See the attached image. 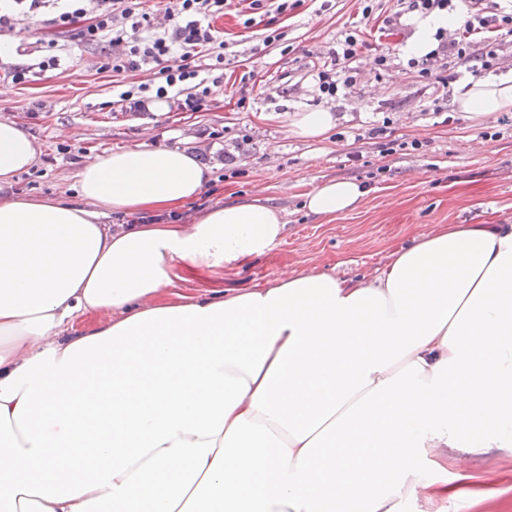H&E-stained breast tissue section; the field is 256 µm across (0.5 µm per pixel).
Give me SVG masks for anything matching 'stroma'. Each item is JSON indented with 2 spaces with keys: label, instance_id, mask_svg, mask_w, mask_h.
<instances>
[{
  "label": "stroma",
  "instance_id": "stroma-1",
  "mask_svg": "<svg viewBox=\"0 0 512 512\" xmlns=\"http://www.w3.org/2000/svg\"><path fill=\"white\" fill-rule=\"evenodd\" d=\"M364 6V0H300L272 22L231 5L213 21L229 46L224 75L199 112L113 107V77L93 66L98 47L58 34L39 17L18 29L22 43L56 36L65 49L59 66L34 72L0 97V120L17 122L39 148L34 166L17 176L15 192L71 200L88 155L138 143L191 151L212 167L213 180L182 208L179 222L218 204L262 198L288 224L284 241L238 267L179 266L177 292L206 299L274 283L289 271L369 279L392 251L438 225L512 222V112L479 128L456 111L452 96L461 83L512 70V35L503 38L490 70L472 72L449 59L457 77L436 91L408 65L413 14L403 17L405 31L390 35L383 20L398 11L397 0H376L368 15ZM272 23L284 37L267 46ZM352 29L361 35L350 63L356 81L336 99L318 98L311 70L331 61L341 33ZM307 108L337 116L325 139L289 135V114ZM381 125L384 135L371 137ZM415 140L420 149H410ZM332 179L358 180L368 193L346 214L306 213L303 194ZM476 469L479 497L450 502L448 512H512V457L489 456Z\"/></svg>",
  "mask_w": 512,
  "mask_h": 512
}]
</instances>
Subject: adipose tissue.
<instances>
[{"mask_svg":"<svg viewBox=\"0 0 512 512\" xmlns=\"http://www.w3.org/2000/svg\"><path fill=\"white\" fill-rule=\"evenodd\" d=\"M453 103L476 125L512 112V75ZM336 123L308 109L288 132ZM37 152L0 121V512H448L477 457L512 455V223L440 225L368 280L287 272L202 299L175 293L178 264L263 254L282 210L142 223L210 179L143 143L89 157L79 202L13 194ZM367 193L331 180L303 207L333 218Z\"/></svg>","mask_w":512,"mask_h":512,"instance_id":"adipose-tissue-1","label":"adipose tissue"}]
</instances>
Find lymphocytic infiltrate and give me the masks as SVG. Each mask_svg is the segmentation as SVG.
<instances>
[{"mask_svg":"<svg viewBox=\"0 0 512 512\" xmlns=\"http://www.w3.org/2000/svg\"><path fill=\"white\" fill-rule=\"evenodd\" d=\"M227 0H167L162 13L146 11L143 0H63L52 26L85 44L101 45L97 69L120 75L151 68V78L119 85L118 105L143 112L151 101H171L183 112L201 111L210 94L208 76L223 70L225 43L212 26L222 16ZM482 0H467L469 17L452 38L440 40L437 48L411 60L420 77L430 85L449 82L436 63L439 57L455 55L462 62L490 67L497 60L500 33H512V10L495 19L482 13ZM359 35L346 32L341 41L342 66L322 64L314 77L320 95L336 97L354 77L345 66L358 50ZM180 58L177 67L166 66L167 57Z\"/></svg>","mask_w":512,"mask_h":512,"instance_id":"1","label":"lymphocytic infiltrate"}]
</instances>
